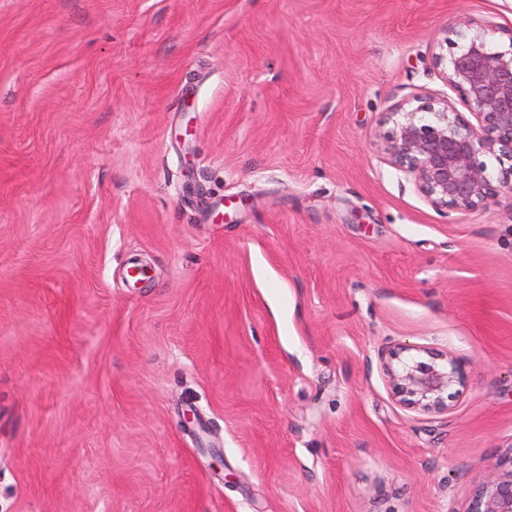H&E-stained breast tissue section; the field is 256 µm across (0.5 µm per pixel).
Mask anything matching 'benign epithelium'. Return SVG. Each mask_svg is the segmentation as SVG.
Returning <instances> with one entry per match:
<instances>
[{"label":"benign epithelium","instance_id":"benign-epithelium-1","mask_svg":"<svg viewBox=\"0 0 512 512\" xmlns=\"http://www.w3.org/2000/svg\"><path fill=\"white\" fill-rule=\"evenodd\" d=\"M489 35L488 26L470 21L450 41L453 51L434 57L440 76L477 123L445 98L417 97L416 105L391 112L390 163L413 175L420 193L439 210H471L501 195L512 199V172L495 177L479 160L512 153V29L504 50L493 47ZM384 370L398 396L422 411L448 407L451 393L467 383L454 358L433 354L403 360L393 353ZM469 512H512V470L494 468L477 486Z\"/></svg>","mask_w":512,"mask_h":512}]
</instances>
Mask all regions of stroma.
I'll return each instance as SVG.
<instances>
[{
	"instance_id": "obj_1",
	"label": "stroma",
	"mask_w": 512,
	"mask_h": 512,
	"mask_svg": "<svg viewBox=\"0 0 512 512\" xmlns=\"http://www.w3.org/2000/svg\"><path fill=\"white\" fill-rule=\"evenodd\" d=\"M512 0H0V512H468L512 446V199L387 112ZM149 268L127 279L132 262ZM398 346L453 356L442 412ZM426 353L428 358L403 360L392 352L389 361L384 363V370L407 405L422 411L447 409L448 397L452 394L449 391L462 392L467 383L466 375L454 358L442 359Z\"/></svg>"
}]
</instances>
